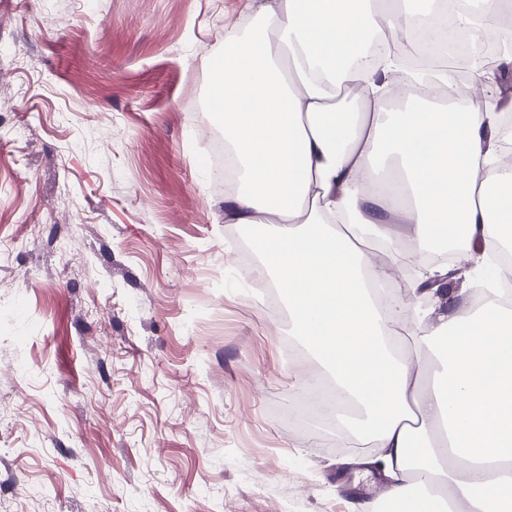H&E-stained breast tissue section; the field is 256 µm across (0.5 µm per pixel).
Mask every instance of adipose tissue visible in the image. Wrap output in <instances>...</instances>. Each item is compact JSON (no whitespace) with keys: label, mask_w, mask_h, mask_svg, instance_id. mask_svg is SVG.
I'll return each instance as SVG.
<instances>
[{"label":"adipose tissue","mask_w":512,"mask_h":512,"mask_svg":"<svg viewBox=\"0 0 512 512\" xmlns=\"http://www.w3.org/2000/svg\"><path fill=\"white\" fill-rule=\"evenodd\" d=\"M249 28L224 36L209 107L221 116L237 187L224 221L248 227L282 288L293 335L336 399V444H367L398 512H512V169L496 106L458 109L449 90L388 108L393 63L358 52L407 24L393 0H250ZM408 225L411 249L390 224ZM459 244L470 286L449 288L428 244ZM418 266L428 306L384 303L393 269ZM440 352L436 375L429 358ZM435 477L422 489L419 475Z\"/></svg>","instance_id":"adipose-tissue-1"}]
</instances>
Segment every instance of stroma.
<instances>
[{"mask_svg":"<svg viewBox=\"0 0 512 512\" xmlns=\"http://www.w3.org/2000/svg\"><path fill=\"white\" fill-rule=\"evenodd\" d=\"M247 0H0V512H355L381 499L202 159ZM321 384L309 394L303 396L301 402L289 411V416L293 419L301 420L316 414L324 416V409L328 404V384ZM327 387V388H326ZM330 389V388H329Z\"/></svg>","mask_w":512,"mask_h":512,"instance_id":"1","label":"stroma"}]
</instances>
